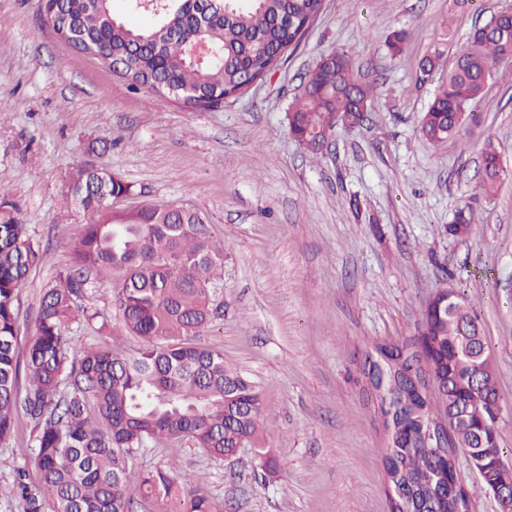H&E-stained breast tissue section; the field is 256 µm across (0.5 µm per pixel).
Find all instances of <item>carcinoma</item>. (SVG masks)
<instances>
[{
    "label": "carcinoma",
    "instance_id": "obj_1",
    "mask_svg": "<svg viewBox=\"0 0 512 512\" xmlns=\"http://www.w3.org/2000/svg\"><path fill=\"white\" fill-rule=\"evenodd\" d=\"M322 0H180L162 9L145 28L124 24L112 0H71L52 16L61 36L88 49L100 48L121 65L130 87L162 89V103L187 91L191 105L209 104L214 95L248 84L283 50L297 46L299 28L284 26L287 16H314ZM197 35L215 51L202 64L190 63L184 43ZM512 62V24L467 38L456 50L448 73L425 112L420 132L440 143L460 136L456 115L480 122L475 112L494 68ZM373 88L355 78L345 54L317 66L291 103L290 134L313 152L336 116L371 102ZM479 188L496 189L506 175L493 139L482 149ZM131 193V185L105 168L85 163L67 181L66 198L91 216L74 243L72 261L44 288L35 329L24 350L17 336L18 291L40 260L29 225L8 202H0V444L23 414L34 424L35 482L17 469L14 497L21 512H224L198 475L172 466L136 471L135 450L191 441L202 455L223 458L260 435L261 399L255 386L227 367L224 354L195 341L208 329L212 297L223 281L224 245L212 236L198 211L146 205L114 211L106 201ZM116 284L113 316L79 304L90 278ZM429 326L428 361L442 379L434 406L396 411L392 417L394 484L413 495L418 512H468L469 499L453 460L423 446L421 430L430 420L451 418L459 405L472 417L457 427L468 444L474 431L493 429L490 405L497 402L492 350L477 314L455 288L438 291L423 309ZM90 329L112 343L79 345L74 330ZM137 336L140 348L122 355L114 344ZM479 344L476 365L471 346ZM416 352L398 367L375 374L382 396L401 391L403 372ZM473 455L477 469L512 481V471L496 469L503 449ZM138 498L126 496L129 487Z\"/></svg>",
    "mask_w": 512,
    "mask_h": 512
}]
</instances>
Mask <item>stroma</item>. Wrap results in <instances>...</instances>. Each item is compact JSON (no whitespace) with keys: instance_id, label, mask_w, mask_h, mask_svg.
Segmentation results:
<instances>
[{"instance_id":"stroma-1","label":"stroma","mask_w":512,"mask_h":512,"mask_svg":"<svg viewBox=\"0 0 512 512\" xmlns=\"http://www.w3.org/2000/svg\"><path fill=\"white\" fill-rule=\"evenodd\" d=\"M512 0H325L299 45L251 90L210 110L131 89L45 25L39 0H0V188L43 254L18 292L26 341L43 288L70 261L89 217L66 200L69 173L93 159L132 186L113 209L146 204L202 213L225 244L224 279L201 341L251 381L262 444L203 456L192 442L144 448L139 469L177 464L204 475L224 512H389L387 430L357 365L373 344L415 335L423 308L454 284L481 318L503 409L498 443L512 467V66L478 104L479 126L432 143L419 124L474 26ZM408 34L402 54L387 36ZM375 86L361 127L336 128L312 155L286 113L306 74L333 52ZM439 54L434 72L419 63ZM493 139L509 173L478 188ZM471 206L468 237L445 227ZM33 423L0 444V512L17 468L37 472Z\"/></svg>"}]
</instances>
